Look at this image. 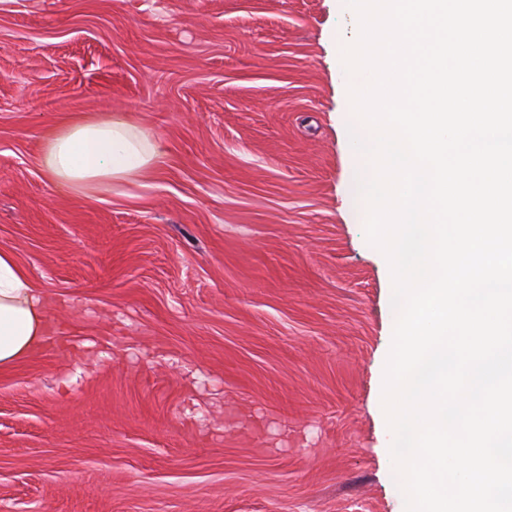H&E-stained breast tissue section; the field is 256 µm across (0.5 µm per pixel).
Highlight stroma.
Masks as SVG:
<instances>
[{
    "instance_id": "obj_1",
    "label": "stroma",
    "mask_w": 512,
    "mask_h": 512,
    "mask_svg": "<svg viewBox=\"0 0 512 512\" xmlns=\"http://www.w3.org/2000/svg\"><path fill=\"white\" fill-rule=\"evenodd\" d=\"M339 0H0V249L56 346L0 370V512H404L392 277L351 207ZM128 113L143 188L46 136ZM166 158L164 142L125 115L64 124L47 138L41 164L54 183L88 195L142 186Z\"/></svg>"
}]
</instances>
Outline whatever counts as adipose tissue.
<instances>
[{
	"label": "adipose tissue",
	"mask_w": 512,
	"mask_h": 512,
	"mask_svg": "<svg viewBox=\"0 0 512 512\" xmlns=\"http://www.w3.org/2000/svg\"><path fill=\"white\" fill-rule=\"evenodd\" d=\"M166 158L164 142L131 116L84 118L47 138L42 168L54 183L88 195L141 186ZM47 304V294L34 287L14 253L0 250V370L43 348Z\"/></svg>",
	"instance_id": "obj_1"
}]
</instances>
